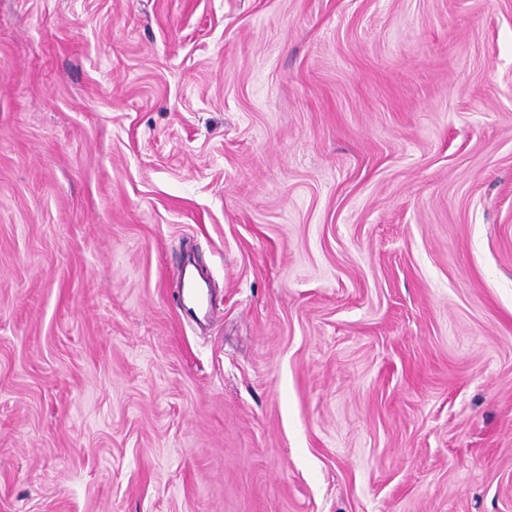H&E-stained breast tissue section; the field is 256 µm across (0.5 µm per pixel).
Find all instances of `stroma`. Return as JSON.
Instances as JSON below:
<instances>
[{
  "instance_id": "stroma-1",
  "label": "stroma",
  "mask_w": 512,
  "mask_h": 512,
  "mask_svg": "<svg viewBox=\"0 0 512 512\" xmlns=\"http://www.w3.org/2000/svg\"><path fill=\"white\" fill-rule=\"evenodd\" d=\"M0 512H512V0H0ZM180 286L184 296L190 298L196 311L205 318L209 313L210 301L202 277L191 261L183 266Z\"/></svg>"
}]
</instances>
